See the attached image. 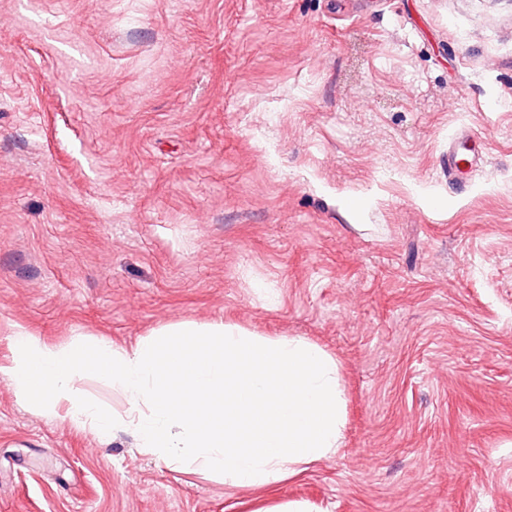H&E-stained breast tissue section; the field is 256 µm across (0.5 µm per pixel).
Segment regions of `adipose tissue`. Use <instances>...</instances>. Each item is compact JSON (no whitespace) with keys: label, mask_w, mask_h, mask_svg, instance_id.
I'll return each instance as SVG.
<instances>
[{"label":"adipose tissue","mask_w":512,"mask_h":512,"mask_svg":"<svg viewBox=\"0 0 512 512\" xmlns=\"http://www.w3.org/2000/svg\"><path fill=\"white\" fill-rule=\"evenodd\" d=\"M9 373L43 414L109 437L132 430L167 467H198L226 484L266 487L306 472L342 446L339 367L299 337L267 338L233 324L165 326L123 347L107 341L50 345L14 337ZM108 379L127 403L108 414L75 380Z\"/></svg>","instance_id":"ef3b65f1"}]
</instances>
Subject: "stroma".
Returning <instances> with one entry per match:
<instances>
[{"mask_svg":"<svg viewBox=\"0 0 512 512\" xmlns=\"http://www.w3.org/2000/svg\"><path fill=\"white\" fill-rule=\"evenodd\" d=\"M185 320L331 354L343 448L231 487L8 373ZM283 502L512 512V0H0V512ZM483 159L484 156L478 150L473 154H468L465 158H460L456 149L449 145L447 158L448 182L456 185L459 190H463L466 187L467 181L463 176L465 172L461 168V161H465L466 167L470 166L471 171L479 163L483 162Z\"/></svg>","mask_w":512,"mask_h":512,"instance_id":"1","label":"stroma"}]
</instances>
